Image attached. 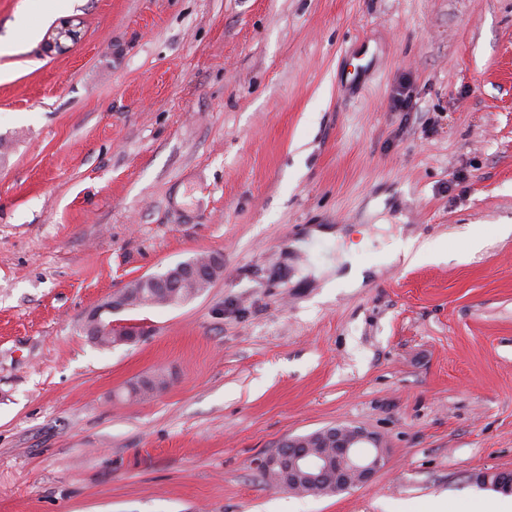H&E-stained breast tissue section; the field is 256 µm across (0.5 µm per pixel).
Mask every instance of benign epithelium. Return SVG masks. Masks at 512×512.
Returning a JSON list of instances; mask_svg holds the SVG:
<instances>
[{
  "instance_id": "benign-epithelium-1",
  "label": "benign epithelium",
  "mask_w": 512,
  "mask_h": 512,
  "mask_svg": "<svg viewBox=\"0 0 512 512\" xmlns=\"http://www.w3.org/2000/svg\"><path fill=\"white\" fill-rule=\"evenodd\" d=\"M81 38L79 27L63 21L62 36L46 43L48 52L64 53L70 43ZM92 335L104 333L118 337L117 343H131L140 336L136 325L103 326L99 313H93L86 321ZM280 467L288 478V489L320 479L337 491L348 490L370 482L387 462V449L379 435L366 428L347 423H336L310 432L307 435L290 436L283 440L274 452L257 460L260 470L268 463ZM471 480L479 485L490 486L498 491L512 493L511 470H486L473 474Z\"/></svg>"
}]
</instances>
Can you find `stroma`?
<instances>
[{
	"label": "stroma",
	"instance_id": "1",
	"mask_svg": "<svg viewBox=\"0 0 512 512\" xmlns=\"http://www.w3.org/2000/svg\"><path fill=\"white\" fill-rule=\"evenodd\" d=\"M68 16L49 54L60 17L0 0V512H482L471 474L512 470V0ZM472 225L483 249L447 250ZM395 237L444 257L380 265ZM347 249L365 282L326 287ZM204 253L205 293L112 314L135 342L85 336ZM334 423L382 437L369 484L268 486L256 459ZM99 315L100 314L98 312L93 313L85 323L92 331L93 336H100L103 335V333H106V335L111 334L113 336H118V340L114 343L116 345L131 343L140 336L139 327L136 325L127 324L124 326H117L116 324H110L104 327L100 322ZM106 335L101 337L99 344H108L109 339Z\"/></svg>",
	"mask_w": 512,
	"mask_h": 512
}]
</instances>
